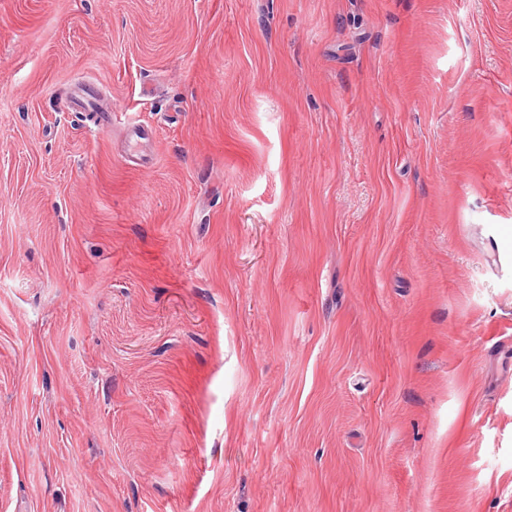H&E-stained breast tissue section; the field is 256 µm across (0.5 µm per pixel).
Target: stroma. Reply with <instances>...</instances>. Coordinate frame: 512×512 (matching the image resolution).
I'll use <instances>...</instances> for the list:
<instances>
[{
    "mask_svg": "<svg viewBox=\"0 0 512 512\" xmlns=\"http://www.w3.org/2000/svg\"><path fill=\"white\" fill-rule=\"evenodd\" d=\"M0 512H512V0H0Z\"/></svg>",
    "mask_w": 512,
    "mask_h": 512,
    "instance_id": "stroma-1",
    "label": "stroma"
}]
</instances>
